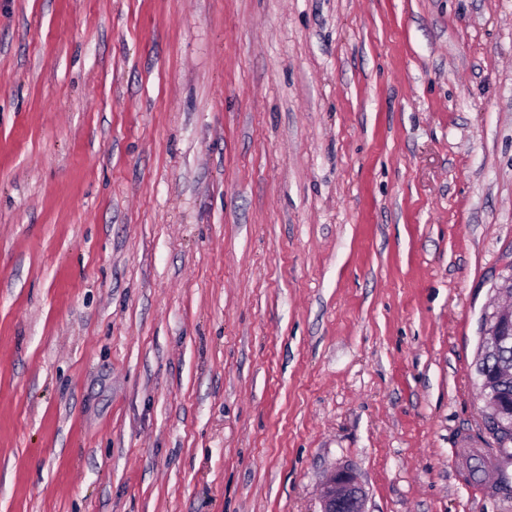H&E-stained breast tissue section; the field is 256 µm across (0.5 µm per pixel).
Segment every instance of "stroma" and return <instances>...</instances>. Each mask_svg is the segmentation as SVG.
<instances>
[{
	"mask_svg": "<svg viewBox=\"0 0 512 512\" xmlns=\"http://www.w3.org/2000/svg\"><path fill=\"white\" fill-rule=\"evenodd\" d=\"M512 0H0V512H512ZM488 334L497 336L499 342L507 339V336L512 335V311L502 310L499 314L488 317ZM477 370L480 376L495 374V378L500 371H512V342L508 341L482 356L478 355ZM490 422L492 424L491 431L493 433V438L498 448H487L484 452L478 449L476 450L477 455L473 459L482 461L483 466L475 467L473 469L474 473L477 471L484 472V469L482 468H485V459H489L490 462L491 459L496 457L494 455V450L503 454L508 452L507 449L503 448L512 447V414L511 416H500L496 420H490ZM365 498V490L356 475L335 470L323 484L320 512H365Z\"/></svg>",
	"mask_w": 512,
	"mask_h": 512,
	"instance_id": "35a3bbf8",
	"label": "stroma"
}]
</instances>
